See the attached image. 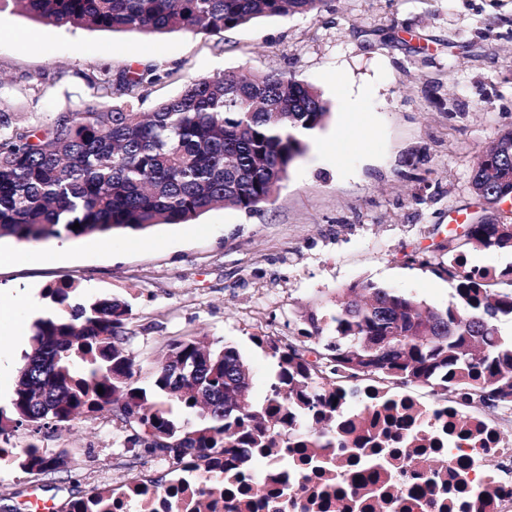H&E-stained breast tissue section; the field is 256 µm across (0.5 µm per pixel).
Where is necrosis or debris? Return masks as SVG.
Segmentation results:
<instances>
[{
    "instance_id": "4bbe7bcc",
    "label": "necrosis or debris",
    "mask_w": 512,
    "mask_h": 512,
    "mask_svg": "<svg viewBox=\"0 0 512 512\" xmlns=\"http://www.w3.org/2000/svg\"><path fill=\"white\" fill-rule=\"evenodd\" d=\"M336 396V429L321 441L298 417L243 473L215 482L191 459L160 488H113L111 512H512L511 401L491 416L409 386ZM361 475L369 483L353 492Z\"/></svg>"
}]
</instances>
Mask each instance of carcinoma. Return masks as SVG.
<instances>
[{"label": "carcinoma", "instance_id": "obj_1", "mask_svg": "<svg viewBox=\"0 0 512 512\" xmlns=\"http://www.w3.org/2000/svg\"><path fill=\"white\" fill-rule=\"evenodd\" d=\"M321 2L0 0V12L12 7L64 28L217 36L260 18L312 14ZM167 76L154 66L116 78L109 67L96 68L84 74L90 99L36 124L17 121L1 106L0 239L110 238L190 224L216 207L250 213L278 192L328 116L315 88L283 72L198 78L140 111L148 86ZM472 188L491 210L512 197V130L479 160ZM468 248L512 251V214L465 225L463 242L448 254L460 257ZM439 273L455 282L446 307L362 282L342 290L330 314H308L305 338L322 342L314 362L298 344L253 337L278 368L269 399L257 403L238 349L208 348L197 336L172 341L140 383L122 347L128 305L117 299L72 305L78 284H51L45 296L60 310L34 323L10 408H0V459L37 479L60 473L67 459L42 445L45 431L106 410L122 423L125 444L161 454L175 468L203 450L221 464L243 448L265 447L288 413L334 407L346 372L384 388L461 391L481 404L512 397V340L499 329L501 320L512 319V281L511 290L497 291L451 262ZM393 328L405 340L376 345ZM21 427L31 440L18 450L9 442ZM108 503L96 489L58 512H101Z\"/></svg>", "mask_w": 512, "mask_h": 512}]
</instances>
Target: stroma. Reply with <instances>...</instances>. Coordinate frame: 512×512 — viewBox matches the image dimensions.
<instances>
[{
	"instance_id": "obj_1",
	"label": "stroma",
	"mask_w": 512,
	"mask_h": 512,
	"mask_svg": "<svg viewBox=\"0 0 512 512\" xmlns=\"http://www.w3.org/2000/svg\"><path fill=\"white\" fill-rule=\"evenodd\" d=\"M155 65L150 111L191 79L219 72H284L315 87L330 115L257 211L216 208L194 224L143 236L92 235L27 243L0 239V346L17 349L0 371L9 408L32 326L56 312L52 282L79 280L77 300L129 305L125 347L142 369L173 340L204 336L237 347L260 401L275 375L253 339L306 335L308 313L360 282L394 288L432 307L453 300L435 275L454 218L483 208L471 175L483 151L512 130V0H324L311 16L262 18L220 36L59 28L0 13V103L32 123L90 95L82 75ZM120 422L89 413L51 430L45 447L67 470L41 482L11 469L0 505L31 495L60 504L135 474L160 476L156 458L123 448Z\"/></svg>"
}]
</instances>
